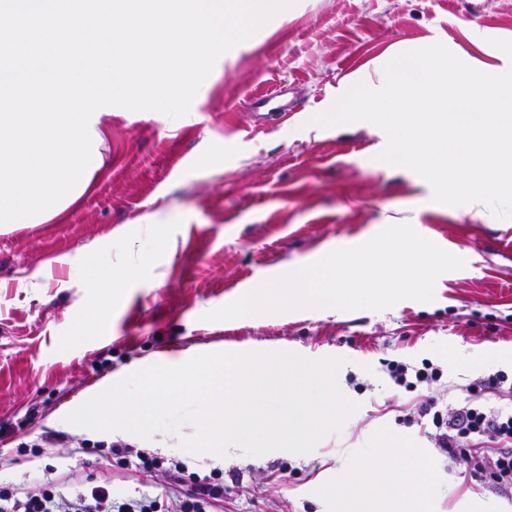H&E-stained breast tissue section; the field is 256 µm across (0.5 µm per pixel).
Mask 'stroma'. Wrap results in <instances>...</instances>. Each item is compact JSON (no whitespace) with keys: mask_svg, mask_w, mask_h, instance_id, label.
Segmentation results:
<instances>
[{"mask_svg":"<svg viewBox=\"0 0 512 512\" xmlns=\"http://www.w3.org/2000/svg\"><path fill=\"white\" fill-rule=\"evenodd\" d=\"M494 38L512 39V0H300L217 60L191 104L192 122L175 127L155 111L113 107L89 189L46 223L0 233V484L96 478L93 457L76 450L90 435L66 423V410L137 362L191 348L288 350L344 358L338 386L359 408L341 432L307 455L214 457L180 449L195 433L190 424L148 439L109 431L101 439L114 446L113 495L166 489L174 512L180 493L164 465H121L142 451L202 476L239 472V482L225 481L216 512H336L348 477L389 448L422 473L428 512H512V495L483 487L471 462H448L423 427L396 422L427 397L457 404L473 380L512 373V223L434 203L418 174L376 161L386 135L373 124L307 122L351 85L377 84L394 49L439 41L468 65L511 68ZM255 101L272 124L256 122ZM295 102L297 117L285 112ZM404 223L466 261L438 278L432 302L203 318L264 279ZM148 224L162 225L169 248L127 286L96 337L76 339L92 285L119 252L115 231L147 248ZM92 250L100 263L88 269L82 260ZM34 274L39 287H23ZM391 360L430 361L441 383L396 386L384 370Z\"/></svg>","mask_w":512,"mask_h":512,"instance_id":"1","label":"stroma"}]
</instances>
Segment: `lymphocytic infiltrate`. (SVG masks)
<instances>
[{
    "label": "lymphocytic infiltrate",
    "instance_id": "obj_1",
    "mask_svg": "<svg viewBox=\"0 0 512 512\" xmlns=\"http://www.w3.org/2000/svg\"><path fill=\"white\" fill-rule=\"evenodd\" d=\"M496 391L501 405L490 407L483 401L486 392ZM468 397L457 407L428 399L417 415L402 417L410 426L425 420L435 448L449 461L464 457L473 461L476 472L489 489L512 492V378L498 371L476 379L467 387ZM176 483L188 490L179 504L180 512H207L214 501L223 499L224 486L217 483L220 469L211 477L188 473L183 462L173 464ZM159 500L144 494L137 499L112 495V476L102 473L99 481L60 486L50 481L32 490L0 486V512H157Z\"/></svg>",
    "mask_w": 512,
    "mask_h": 512
}]
</instances>
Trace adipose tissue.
<instances>
[{
  "mask_svg": "<svg viewBox=\"0 0 512 512\" xmlns=\"http://www.w3.org/2000/svg\"><path fill=\"white\" fill-rule=\"evenodd\" d=\"M147 262L146 256L134 251L128 259L109 268L106 279L95 285L94 296L85 306L84 320L76 330L77 335H91L104 326L122 288L139 275ZM367 480L391 485L395 492L379 512H424L423 480L407 459L388 465L375 463L368 470L351 475L348 491L336 502V512H358L357 504L363 497V483Z\"/></svg>",
  "mask_w": 512,
  "mask_h": 512,
  "instance_id": "ef3b65f1",
  "label": "adipose tissue"
}]
</instances>
